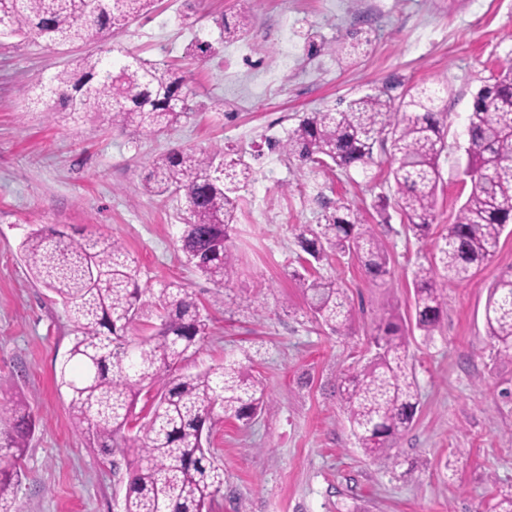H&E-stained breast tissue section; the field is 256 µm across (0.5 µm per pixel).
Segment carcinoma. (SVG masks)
<instances>
[{"label": "carcinoma", "mask_w": 512, "mask_h": 512, "mask_svg": "<svg viewBox=\"0 0 512 512\" xmlns=\"http://www.w3.org/2000/svg\"><path fill=\"white\" fill-rule=\"evenodd\" d=\"M153 3L112 0L108 10L97 12L86 0H0V36L59 46L97 43L148 17ZM221 27L223 43L246 41L251 0H242L235 21L224 20ZM370 45V37L356 31L351 40L337 44L336 54L353 59ZM37 88L40 97L64 112H106L113 124L146 135L169 130L193 110L183 76L122 47L86 56ZM439 93L424 85L397 98L381 91L352 99L341 109L310 112L277 148L305 164H333L369 180L374 148H381L392 161L396 205L414 234L424 236L434 222L439 159L446 148ZM466 134L472 191L431 260L413 272L414 327L426 341L441 326V285L469 280L494 255L512 224L511 56L492 82L475 93ZM252 176L248 163L226 158L222 149L182 147L155 159L142 184L152 196H184L181 251L189 265L221 288L235 274L228 241L240 192ZM297 237L316 262L347 254L372 281L389 274L385 246L358 209L338 204L324 222L300 225ZM21 252L29 273L59 298L74 327L73 368L61 370V379L71 394L75 426L91 434L105 454L123 455L130 448L136 452L123 512H209L224 487V471L204 446L205 425L218 408L226 418L251 420L265 404L262 382L236 359L215 369L174 375L196 353L206 330L195 294L177 282L163 284L154 296L160 317L156 332L129 337L146 306L145 290L117 239H75L47 227L29 233ZM306 292L317 321L338 334L352 329L354 313L336 278L319 276ZM485 310L496 355L512 360V273L491 288ZM373 344V356L341 377L338 390L363 453L384 460L412 423L418 402L407 337L387 325L378 329ZM145 391L154 395L141 417L139 435L132 438L126 431ZM0 422L7 425L0 442V512H13L6 503L15 499L21 478L16 461L35 422L20 400L0 405Z\"/></svg>", "instance_id": "1"}]
</instances>
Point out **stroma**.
<instances>
[{
  "mask_svg": "<svg viewBox=\"0 0 512 512\" xmlns=\"http://www.w3.org/2000/svg\"><path fill=\"white\" fill-rule=\"evenodd\" d=\"M189 8L191 28L182 22ZM237 9V0H156L146 21L117 37L143 58L176 65L196 94L193 112L152 136L30 99L29 88L99 45L0 39V404L23 399L37 421L20 462L17 512H123L127 485L126 457L102 455L75 428L59 381L73 325L20 252L44 226L75 238L108 234L137 265L141 287L176 280L196 294L208 328L185 372L234 355L261 379L264 412L243 423L218 410L208 425L224 471L212 512H488L512 491V362L496 358L484 315L491 286L512 272V232L470 280L446 286L447 314L430 342L413 329L412 279L472 190L467 118L476 91L512 53V0H255L249 41L227 45L220 24ZM358 29L371 33L367 54L330 52ZM196 36L213 43V56H187ZM312 39L326 45L314 57ZM244 56L260 69H244ZM423 84L441 87L447 114L427 238L413 235L396 206L382 151L369 182L335 167L300 169L269 146L270 135L287 139L306 113ZM185 146L224 148L254 171L232 232L236 275L221 289L183 260V196L142 189L153 160ZM324 197L360 209L388 251L391 279L369 282L348 255L307 262L295 228L321 222ZM319 274L345 289L356 314L350 334L310 311L302 281ZM384 319L409 336L418 407L390 460L374 461L352 433L338 377L372 356Z\"/></svg>",
  "mask_w": 512,
  "mask_h": 512,
  "instance_id": "obj_1",
  "label": "stroma"
}]
</instances>
